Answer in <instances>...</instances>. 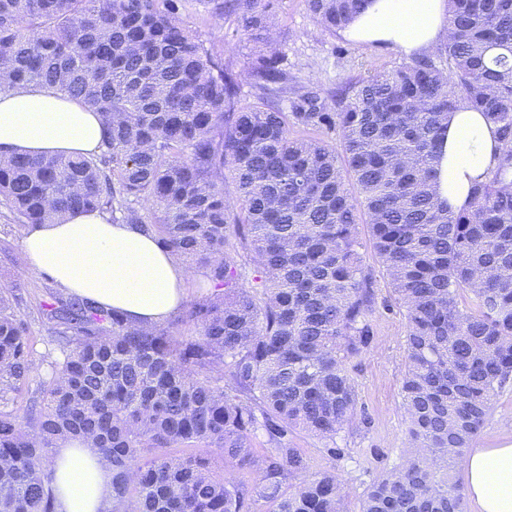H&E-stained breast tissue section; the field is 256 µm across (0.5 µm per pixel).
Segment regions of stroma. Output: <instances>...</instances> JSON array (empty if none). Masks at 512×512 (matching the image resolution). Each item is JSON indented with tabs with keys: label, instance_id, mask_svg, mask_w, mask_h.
<instances>
[{
	"label": "stroma",
	"instance_id": "stroma-1",
	"mask_svg": "<svg viewBox=\"0 0 512 512\" xmlns=\"http://www.w3.org/2000/svg\"><path fill=\"white\" fill-rule=\"evenodd\" d=\"M276 23L281 32L282 64L301 84L335 90L350 77L366 75L371 67H392L405 56L397 49L352 42L337 33L318 30L305 0H276ZM182 17L206 47L221 52L224 65L241 74L240 96L255 100L257 91L243 73L256 52L243 34L236 16L216 18L211 0H186ZM17 223L0 207V286L15 287L20 302L16 311L35 340V352L53 350V324L39 308V301L54 280L39 273L21 274L22 255ZM376 310L372 316L374 339L349 363L357 395V416L334 439H321L305 431L295 432L292 442L308 460L310 473L335 471L350 489L351 508H358L365 489L385 470L400 464L412 443L402 404L401 381L406 366V320L393 307L385 278L376 282ZM483 447L499 448L512 442V381L499 390L481 428Z\"/></svg>",
	"mask_w": 512,
	"mask_h": 512
}]
</instances>
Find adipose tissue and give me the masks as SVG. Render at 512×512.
I'll use <instances>...</instances> for the list:
<instances>
[{
    "label": "adipose tissue",
    "instance_id": "obj_1",
    "mask_svg": "<svg viewBox=\"0 0 512 512\" xmlns=\"http://www.w3.org/2000/svg\"><path fill=\"white\" fill-rule=\"evenodd\" d=\"M448 31L446 0H373L344 35L419 55L446 40ZM102 136L100 115L56 89L29 85L0 93L1 155H90ZM500 154L496 128L481 112L460 108L449 113L438 163L440 199L453 210L467 208L471 186L497 167ZM19 235L24 272L46 274L138 326L163 322L185 298L181 259L136 225L114 223L94 211L59 223L27 224ZM45 468L53 477L57 512L108 507L111 470L87 444H62ZM457 468L473 512H512V444L475 447L458 459Z\"/></svg>",
    "mask_w": 512,
    "mask_h": 512
}]
</instances>
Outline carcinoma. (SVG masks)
<instances>
[{
	"label": "carcinoma",
	"mask_w": 512,
	"mask_h": 512,
	"mask_svg": "<svg viewBox=\"0 0 512 512\" xmlns=\"http://www.w3.org/2000/svg\"><path fill=\"white\" fill-rule=\"evenodd\" d=\"M369 2L307 7L335 33ZM181 8L0 0V92L52 86L104 126L88 157L1 156L4 207L19 224L118 213L204 267L212 286L186 314L198 336L145 331L50 295L41 309L58 325L59 356L45 372L17 295L0 287V512H56L43 463L67 438L92 440L109 462L104 512H252L258 502L351 512L336 472L306 475L290 434L332 439L356 415L347 362L369 346L376 308L360 224L407 322L401 392L415 448L364 492L359 512H464L455 460L512 379V0H448L442 47L344 81L329 100L282 68L275 0H221L217 13L238 15L259 45L253 103ZM461 104L497 127L501 155L456 212L434 179L448 113ZM230 245L248 258L247 289ZM34 373L41 401L23 425L7 405ZM216 451L253 479L215 470ZM291 477L300 482L286 485Z\"/></svg>",
	"instance_id": "carcinoma-1"
}]
</instances>
